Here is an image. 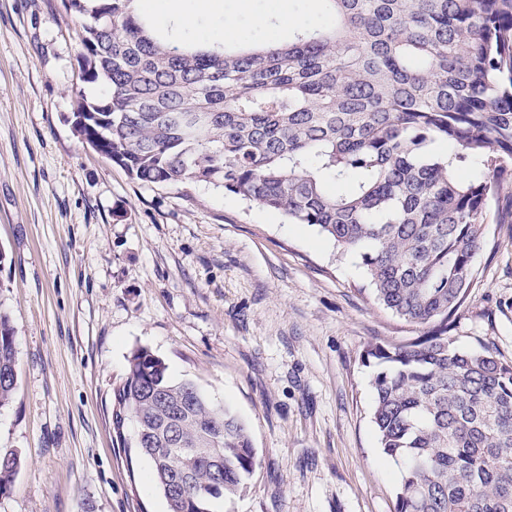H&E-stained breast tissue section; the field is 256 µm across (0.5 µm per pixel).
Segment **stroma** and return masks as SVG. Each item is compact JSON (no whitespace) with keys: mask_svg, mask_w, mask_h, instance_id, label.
Masks as SVG:
<instances>
[{"mask_svg":"<svg viewBox=\"0 0 512 512\" xmlns=\"http://www.w3.org/2000/svg\"><path fill=\"white\" fill-rule=\"evenodd\" d=\"M57 0H0V316L14 400L0 451L22 466L0 512H167L148 459L109 430L113 383L145 348L247 426L257 465L213 512H394L399 469L372 423L363 353L412 327L379 309L361 259L311 226L215 187L144 185L73 128L83 84ZM314 0H218L195 27L287 42ZM479 275L451 334L512 361V176L489 216Z\"/></svg>","mask_w":512,"mask_h":512,"instance_id":"stroma-1","label":"stroma"}]
</instances>
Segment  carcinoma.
<instances>
[{
	"instance_id": "cac0c4a2",
	"label": "carcinoma",
	"mask_w": 512,
	"mask_h": 512,
	"mask_svg": "<svg viewBox=\"0 0 512 512\" xmlns=\"http://www.w3.org/2000/svg\"><path fill=\"white\" fill-rule=\"evenodd\" d=\"M136 2L60 0L101 87L76 98L78 136L143 184L222 188L359 254L379 307L420 330L364 351L395 512H512V362L448 336L512 161V0H317L321 23L263 46L178 39ZM10 335L0 316V407L17 387ZM110 405L133 455L131 423L159 448L176 425L198 449L184 512L247 488L244 423L151 352L131 353ZM204 448L224 459L216 495L200 493ZM20 467L0 453V492Z\"/></svg>"
}]
</instances>
